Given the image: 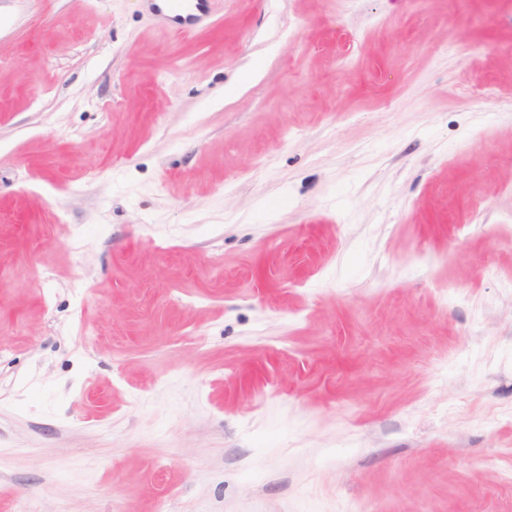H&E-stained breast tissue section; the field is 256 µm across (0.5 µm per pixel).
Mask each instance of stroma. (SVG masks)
I'll return each mask as SVG.
<instances>
[{"label":"stroma","mask_w":512,"mask_h":512,"mask_svg":"<svg viewBox=\"0 0 512 512\" xmlns=\"http://www.w3.org/2000/svg\"><path fill=\"white\" fill-rule=\"evenodd\" d=\"M508 470L512 0H0V512H512ZM151 1H155L151 6L160 20L180 34H189L197 30L208 12V0Z\"/></svg>","instance_id":"1"}]
</instances>
